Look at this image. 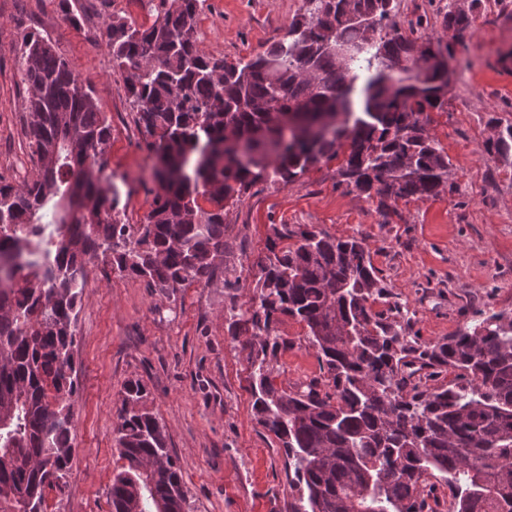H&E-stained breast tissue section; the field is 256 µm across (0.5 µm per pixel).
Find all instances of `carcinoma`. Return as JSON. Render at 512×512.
<instances>
[{
  "label": "carcinoma",
  "mask_w": 512,
  "mask_h": 512,
  "mask_svg": "<svg viewBox=\"0 0 512 512\" xmlns=\"http://www.w3.org/2000/svg\"><path fill=\"white\" fill-rule=\"evenodd\" d=\"M206 0H159L148 23L106 24L113 68L151 138L157 189L142 224L115 212L111 125L52 40L23 38L35 177L0 183V512H45L65 486L74 448L73 323L94 260L167 294L209 282L224 256V210L258 182L287 185L343 157L338 184L379 204L435 197L451 164L429 130L448 106L444 37L399 19L398 0H303L264 50L233 62L203 52ZM442 25L460 36L470 14L450 2ZM485 150L512 168V123ZM65 213L41 223L51 200ZM213 209H204L200 201ZM255 301L229 308L231 336L249 334V391L258 422L288 459V512H512V312H493L442 341L410 335L363 237L272 224ZM302 323L321 379L284 389L276 334ZM452 370L455 382L422 379ZM126 384L115 432L120 470L112 512H185L188 492L167 435Z\"/></svg>",
  "instance_id": "cac0c4a2"
}]
</instances>
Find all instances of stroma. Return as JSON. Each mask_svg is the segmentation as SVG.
I'll return each instance as SVG.
<instances>
[{"instance_id":"1","label":"stroma","mask_w":512,"mask_h":512,"mask_svg":"<svg viewBox=\"0 0 512 512\" xmlns=\"http://www.w3.org/2000/svg\"><path fill=\"white\" fill-rule=\"evenodd\" d=\"M79 24L59 0H0V177L12 183L36 171L27 137V93L19 70L24 33L52 39L84 89L109 117L107 149L124 223H143L153 201L147 135L125 78L112 67L104 28L112 18L149 21L146 0H77ZM474 22L457 48L469 69L456 73L448 109L430 129L451 163L439 196L379 207L336 184L339 160L287 184L260 183L226 210V253L213 278L167 295L103 263L89 267L76 334L75 452L64 490L46 493V512H112L110 488L121 466L115 447L124 385L141 380L148 407L164 426L188 490L186 512H288L293 491L275 436L256 420L247 353L225 312L248 306L257 261L274 224H309L336 237H365L393 300L413 315L412 333L430 343L474 326L483 313L512 310V168L485 150L494 121H512V0H455ZM302 0H206L200 47L236 59L285 30ZM238 280L236 290L225 288ZM278 335L294 341L278 358L276 383L320 377L302 324L281 317Z\"/></svg>"}]
</instances>
